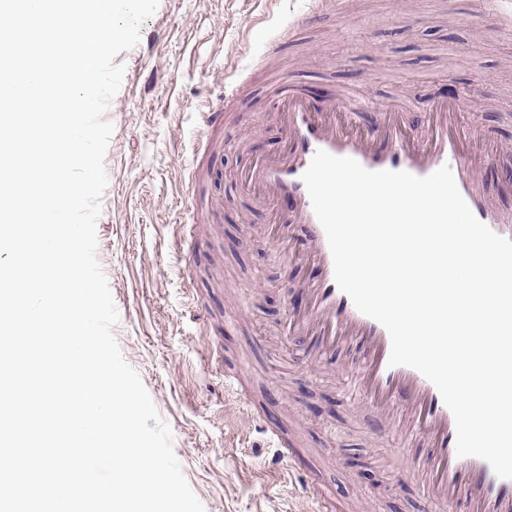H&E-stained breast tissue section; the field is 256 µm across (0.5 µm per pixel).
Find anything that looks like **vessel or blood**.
<instances>
[{
    "label": "vessel or blood",
    "mask_w": 512,
    "mask_h": 512,
    "mask_svg": "<svg viewBox=\"0 0 512 512\" xmlns=\"http://www.w3.org/2000/svg\"><path fill=\"white\" fill-rule=\"evenodd\" d=\"M238 88L226 90L220 105L206 104L196 113L199 140L223 130L226 117L239 97ZM274 113L285 137L286 149L274 158H261L246 169L242 186L273 207L288 199L292 211L272 214L279 244L293 243L300 259L320 265L322 277L308 287L305 312L291 316L288 332L318 337L314 361L332 359L338 343L361 347L365 361L352 386L358 404L378 414L401 448L423 443L424 455L411 458L409 472L436 512H457L467 503L470 512H512V479L495 475L477 457H458L456 426L437 388L418 371L390 366L391 339L377 321L360 313L337 286L325 232L316 218L302 175L317 150L350 157L370 170L407 171L425 177L449 165L457 187L474 215L498 235L512 239V218L501 213L494 199L474 179L485 154L471 142L460 122L456 102H436L430 110V133L424 140L408 134L398 112L385 114L375 128L357 124L359 106L345 101L314 112L304 94L283 91Z\"/></svg>",
    "instance_id": "vessel-or-blood-1"
}]
</instances>
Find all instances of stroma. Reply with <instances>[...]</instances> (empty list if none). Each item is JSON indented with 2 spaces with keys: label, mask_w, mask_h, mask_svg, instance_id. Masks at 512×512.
<instances>
[{
  "label": "stroma",
  "mask_w": 512,
  "mask_h": 512,
  "mask_svg": "<svg viewBox=\"0 0 512 512\" xmlns=\"http://www.w3.org/2000/svg\"><path fill=\"white\" fill-rule=\"evenodd\" d=\"M303 15L264 56L274 16ZM105 117L108 186L97 259L119 313L114 337L139 373L183 474L205 512H430L380 420L345 392L364 351L336 347L334 365L309 361L310 342L283 326L307 302L317 266L285 259L270 211L237 182L256 155L283 148L272 114L282 89L311 105L370 100L362 126L403 107L410 134L429 133L435 101L464 90L463 116L497 150L477 180L512 208V40L471 0H344L312 11L306 0H159ZM247 75L249 89L210 145L198 144L196 107ZM191 219L189 256L171 244ZM238 377L228 395L225 375ZM255 423L239 417V399ZM292 442L293 462L271 463L262 427ZM328 491V505L295 479Z\"/></svg>",
  "instance_id": "stroma-1"
}]
</instances>
